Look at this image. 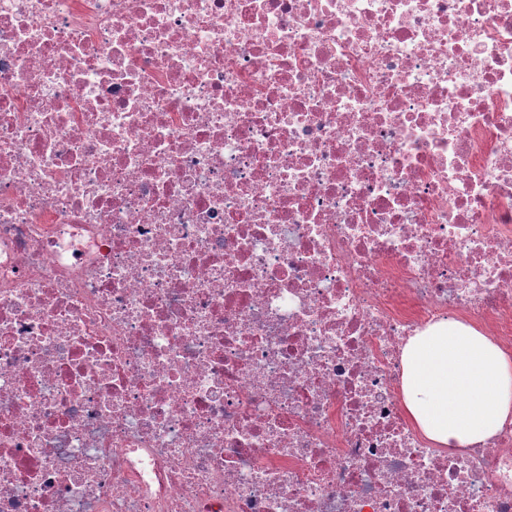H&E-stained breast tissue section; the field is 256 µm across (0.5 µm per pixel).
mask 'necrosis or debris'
Instances as JSON below:
<instances>
[{
    "mask_svg": "<svg viewBox=\"0 0 512 512\" xmlns=\"http://www.w3.org/2000/svg\"><path fill=\"white\" fill-rule=\"evenodd\" d=\"M512 350V0H0V512H512L402 353Z\"/></svg>",
    "mask_w": 512,
    "mask_h": 512,
    "instance_id": "1",
    "label": "necrosis or debris"
}]
</instances>
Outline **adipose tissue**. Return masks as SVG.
<instances>
[{
  "mask_svg": "<svg viewBox=\"0 0 512 512\" xmlns=\"http://www.w3.org/2000/svg\"><path fill=\"white\" fill-rule=\"evenodd\" d=\"M403 404L442 448L495 435L512 416V356L480 331L444 322L403 349Z\"/></svg>",
  "mask_w": 512,
  "mask_h": 512,
  "instance_id": "adipose-tissue-1",
  "label": "adipose tissue"
}]
</instances>
